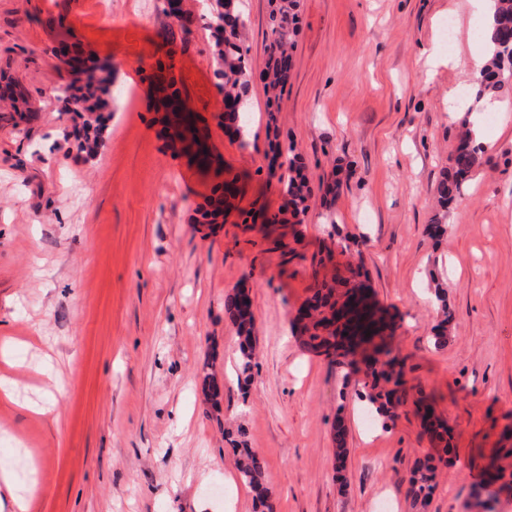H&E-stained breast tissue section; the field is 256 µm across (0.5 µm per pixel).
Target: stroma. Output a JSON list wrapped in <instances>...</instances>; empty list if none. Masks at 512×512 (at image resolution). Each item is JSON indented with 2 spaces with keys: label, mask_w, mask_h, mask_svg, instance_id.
<instances>
[{
  "label": "stroma",
  "mask_w": 512,
  "mask_h": 512,
  "mask_svg": "<svg viewBox=\"0 0 512 512\" xmlns=\"http://www.w3.org/2000/svg\"><path fill=\"white\" fill-rule=\"evenodd\" d=\"M179 2L175 18L167 0H0V94L22 92L30 106L0 119V463L29 512H255L226 437L240 426L266 464L274 512H512V120L483 113V163L449 208L447 235L426 234L468 118L449 114L448 90L469 78L470 0H300L272 127L260 78L267 0H246L245 145L216 120L223 96L201 22L213 0ZM446 19L458 28L450 60L427 63ZM58 24L111 60L124 87L100 114L92 157L68 136L56 94L71 79L52 52ZM164 56L221 166L188 165L162 135L145 63ZM275 142L295 146L313 181L291 253L237 216L284 206ZM233 175V214L199 223L214 184ZM336 176L332 199L324 186ZM348 237L359 249H345ZM359 264L394 324L406 381L387 420L363 414V371L292 334L317 281ZM434 276L453 314L442 349ZM241 286L255 318L245 388L224 314L225 293ZM421 393L450 448L417 506L411 471L438 457Z\"/></svg>",
  "instance_id": "1"
}]
</instances>
